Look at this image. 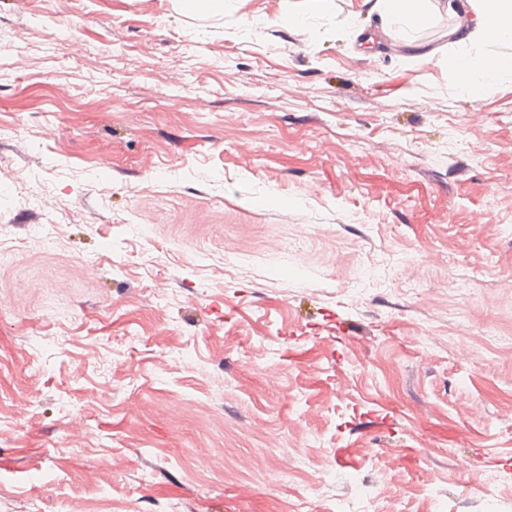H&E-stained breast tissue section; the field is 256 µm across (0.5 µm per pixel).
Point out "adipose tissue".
Here are the masks:
<instances>
[{"label":"adipose tissue","instance_id":"ef3b65f1","mask_svg":"<svg viewBox=\"0 0 512 512\" xmlns=\"http://www.w3.org/2000/svg\"><path fill=\"white\" fill-rule=\"evenodd\" d=\"M448 9L460 17L470 36L490 43H512V0H453ZM459 73L465 86L473 91L512 79V67L487 54L463 58Z\"/></svg>","mask_w":512,"mask_h":512}]
</instances>
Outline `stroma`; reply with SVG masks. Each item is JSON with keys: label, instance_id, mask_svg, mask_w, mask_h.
Returning a JSON list of instances; mask_svg holds the SVG:
<instances>
[{"label": "stroma", "instance_id": "stroma-1", "mask_svg": "<svg viewBox=\"0 0 512 512\" xmlns=\"http://www.w3.org/2000/svg\"><path fill=\"white\" fill-rule=\"evenodd\" d=\"M456 24L0 0V512H512V81ZM459 73L465 86L473 91L492 82L512 79V67H506L498 57L487 54L463 58Z\"/></svg>", "mask_w": 512, "mask_h": 512}]
</instances>
